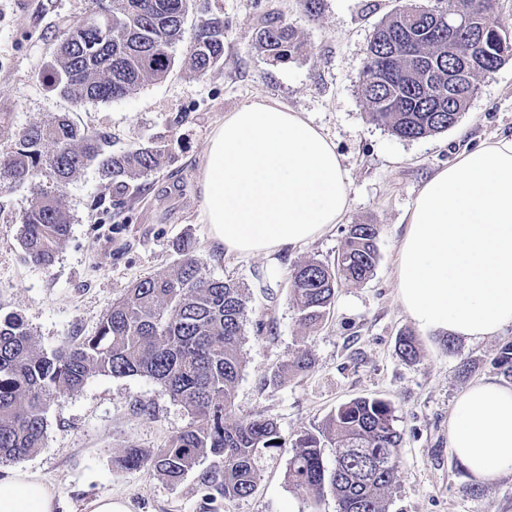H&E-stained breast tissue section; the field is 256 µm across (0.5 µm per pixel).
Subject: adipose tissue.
<instances>
[{
  "mask_svg": "<svg viewBox=\"0 0 512 512\" xmlns=\"http://www.w3.org/2000/svg\"><path fill=\"white\" fill-rule=\"evenodd\" d=\"M197 187L226 252L274 258L342 223L346 172L321 127L258 98L210 134ZM402 307L427 333L471 343L512 325V138L463 151L421 187L397 261ZM448 446L466 478L512 472V386L486 378L455 400ZM59 493L19 467L0 478V512H57Z\"/></svg>",
  "mask_w": 512,
  "mask_h": 512,
  "instance_id": "ef3b65f1",
  "label": "adipose tissue"
}]
</instances>
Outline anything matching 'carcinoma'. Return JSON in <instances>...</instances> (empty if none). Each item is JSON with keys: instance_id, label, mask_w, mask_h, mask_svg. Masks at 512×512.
Instances as JSON below:
<instances>
[{"instance_id": "1", "label": "carcinoma", "mask_w": 512, "mask_h": 512, "mask_svg": "<svg viewBox=\"0 0 512 512\" xmlns=\"http://www.w3.org/2000/svg\"><path fill=\"white\" fill-rule=\"evenodd\" d=\"M189 0H110L85 17L62 21L64 38L44 73L48 85L76 103L114 101L164 77L174 64L173 47L184 38ZM496 0H443L451 13L464 11L488 29L448 34L433 18L403 2L374 30L367 48L358 94L373 122L392 135L416 140L455 126L480 79L512 59V37L496 14ZM465 45L477 69L448 99V70L458 66L448 38ZM263 52L286 59L300 49L291 25L280 16L266 21L258 37ZM193 70L206 75L224 60V22L211 18L189 40ZM168 154L164 140L128 153L104 149L96 133L59 115L13 134L0 152V195L33 183L41 168L68 184L94 164L102 178L124 190L158 170ZM25 259L48 266L69 236L71 217L60 199L38 189L23 219ZM375 224H351L332 261L308 260L291 274L290 292L299 323L318 325L342 284L368 281L378 262ZM183 259L147 276L112 303L91 336H73L48 353L37 347L23 320L0 316V461L20 463L42 445L48 403L80 390L95 375L146 376L191 415V422L157 451L130 442L112 456L118 470L151 468L179 482L200 458L206 497L245 498L260 481L259 450L280 448L276 422L262 414L226 423L243 367L245 286L202 273L189 243L178 245ZM402 360L420 354L409 333L398 338ZM493 368L512 379V341L503 343ZM390 402L357 397L340 404L324 427L302 431L291 443L288 482L315 496L334 495L337 512H387L388 493L400 470L402 437ZM335 448L334 466L323 459L325 444Z\"/></svg>"}]
</instances>
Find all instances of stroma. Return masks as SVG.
Returning a JSON list of instances; mask_svg holds the SVG:
<instances>
[{"label": "stroma", "mask_w": 512, "mask_h": 512, "mask_svg": "<svg viewBox=\"0 0 512 512\" xmlns=\"http://www.w3.org/2000/svg\"><path fill=\"white\" fill-rule=\"evenodd\" d=\"M93 6V0H0V112L12 115L10 130L0 133V150L9 149L13 131L66 113L79 126L105 133L112 152L161 135L169 154L120 196L90 165L65 187L43 173L35 187L0 198V313L18 314L39 348L53 351L69 337L92 335L113 301L140 278L176 264V241L190 240L206 276L247 286L243 370L227 420L255 413L273 418L283 445L262 450L258 486L242 499L208 501L194 470L176 484L148 469L114 470L113 452L131 442L151 451L164 447L191 417L150 378L94 376L48 405L42 446L23 462L59 489V512H82L85 501L104 495L129 512H336L332 494L317 497L289 485L290 444L300 432L322 428L338 405L356 397L388 400L398 417L401 468L388 512H512V474L483 485L478 496L466 494L467 479L448 447L456 397L494 376L491 360L512 340V327L446 353L440 335L410 321L395 275L407 214L423 183L463 150L512 137V60L481 80L456 126L403 140L371 121L357 91L372 33L396 0H322L315 20L301 0H190L186 31L208 18L224 21V60L217 68L195 75L182 41L164 78L119 100L77 105L48 87L43 70L64 35L61 19H80ZM272 15L296 31L301 47L290 58L277 60L257 47V34ZM259 97L321 126L350 188L343 223L280 255L273 277L266 257L225 252L213 239L197 188L212 130L225 114ZM36 187L57 193L72 218L69 238L48 266L25 262L22 247V218ZM360 223L379 229L373 276L340 286L322 323L304 328L290 294L294 266L333 258L345 226ZM407 332L420 344L412 363L397 348ZM299 350L309 352L312 369L264 387V377L283 371ZM465 363L472 367L466 375L460 371Z\"/></svg>", "instance_id": "35a3bbf8"}]
</instances>
